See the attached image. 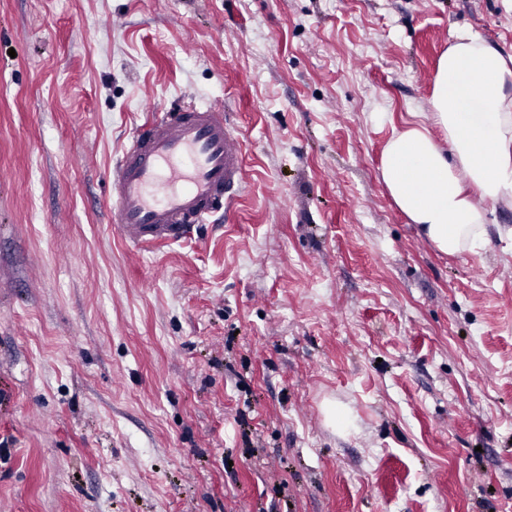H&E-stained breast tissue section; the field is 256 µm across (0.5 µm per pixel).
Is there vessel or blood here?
Listing matches in <instances>:
<instances>
[{"instance_id":"vessel-or-blood-1","label":"vessel or blood","mask_w":512,"mask_h":512,"mask_svg":"<svg viewBox=\"0 0 512 512\" xmlns=\"http://www.w3.org/2000/svg\"><path fill=\"white\" fill-rule=\"evenodd\" d=\"M242 142L222 107L174 105L136 130L112 172L108 209L137 248L174 243L243 190Z\"/></svg>"}]
</instances>
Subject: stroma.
Here are the masks:
<instances>
[{
    "label": "stroma",
    "instance_id": "obj_1",
    "mask_svg": "<svg viewBox=\"0 0 512 512\" xmlns=\"http://www.w3.org/2000/svg\"><path fill=\"white\" fill-rule=\"evenodd\" d=\"M512 0H0V512H512V202L449 257L381 179ZM223 106L245 183L139 253L134 129Z\"/></svg>",
    "mask_w": 512,
    "mask_h": 512
}]
</instances>
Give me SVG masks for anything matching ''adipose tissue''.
Returning <instances> with one entry per match:
<instances>
[{
	"label": "adipose tissue",
	"instance_id": "ef3b65f1",
	"mask_svg": "<svg viewBox=\"0 0 512 512\" xmlns=\"http://www.w3.org/2000/svg\"><path fill=\"white\" fill-rule=\"evenodd\" d=\"M431 107V125L393 131L381 177L439 252L473 253L486 241L484 201L512 200V54L456 32L439 59Z\"/></svg>",
	"mask_w": 512,
	"mask_h": 512
}]
</instances>
